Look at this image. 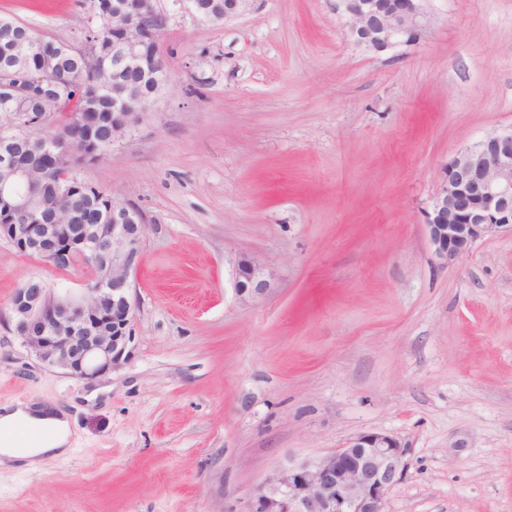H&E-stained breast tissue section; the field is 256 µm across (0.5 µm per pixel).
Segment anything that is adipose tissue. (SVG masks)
I'll use <instances>...</instances> for the list:
<instances>
[{"instance_id":"1","label":"adipose tissue","mask_w":512,"mask_h":512,"mask_svg":"<svg viewBox=\"0 0 512 512\" xmlns=\"http://www.w3.org/2000/svg\"><path fill=\"white\" fill-rule=\"evenodd\" d=\"M21 424L45 428L47 435L41 443L32 447L13 441L1 445L0 460L35 471L47 458L68 452L72 431L66 411L32 402H19L0 409V428L8 430Z\"/></svg>"}]
</instances>
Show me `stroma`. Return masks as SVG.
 <instances>
[{"instance_id":"obj_1","label":"stroma","mask_w":512,"mask_h":512,"mask_svg":"<svg viewBox=\"0 0 512 512\" xmlns=\"http://www.w3.org/2000/svg\"><path fill=\"white\" fill-rule=\"evenodd\" d=\"M416 44L375 53L336 0L174 16L171 79L83 179L147 222L134 349L80 379L41 363L11 301L87 272L0 240V405L56 404L75 442L0 471V512H244L274 472L363 432L409 449L385 512H512V233L435 257L443 167L512 130V0H428ZM88 0H0L60 39ZM274 288L242 302L240 253Z\"/></svg>"}]
</instances>
